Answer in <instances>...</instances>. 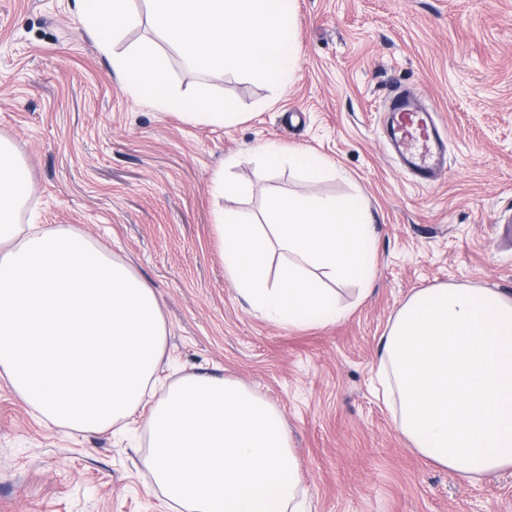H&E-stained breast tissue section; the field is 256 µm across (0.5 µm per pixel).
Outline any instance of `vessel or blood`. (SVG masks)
<instances>
[{
	"mask_svg": "<svg viewBox=\"0 0 512 512\" xmlns=\"http://www.w3.org/2000/svg\"><path fill=\"white\" fill-rule=\"evenodd\" d=\"M384 135L402 167L420 185L432 184L444 165L446 137L433 112L423 108L416 97L396 92L389 107Z\"/></svg>",
	"mask_w": 512,
	"mask_h": 512,
	"instance_id": "1",
	"label": "vessel or blood"
}]
</instances>
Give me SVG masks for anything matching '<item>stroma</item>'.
<instances>
[{"mask_svg": "<svg viewBox=\"0 0 512 512\" xmlns=\"http://www.w3.org/2000/svg\"><path fill=\"white\" fill-rule=\"evenodd\" d=\"M183 92L236 98L246 119L192 125L128 93L86 33L75 0H0V140L26 165L21 223L70 227L155 287L168 335L159 373L215 374L285 416L311 512H512V469L470 484L428 463L378 391L379 340L415 290L512 295V0H297V72L279 88L201 74L148 23ZM443 124L447 166L415 184L382 136L395 90ZM267 141L335 169L309 184L267 170ZM248 185L215 194L217 174ZM362 197L375 223L368 293L340 283L348 314L282 326L251 312L224 273L214 224L262 220L269 194ZM136 436L78 432L38 417L0 379V512H169Z\"/></svg>", "mask_w": 512, "mask_h": 512, "instance_id": "stroma-1", "label": "stroma"}]
</instances>
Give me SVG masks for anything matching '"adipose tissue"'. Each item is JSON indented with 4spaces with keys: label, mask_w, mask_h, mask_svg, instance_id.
I'll use <instances>...</instances> for the list:
<instances>
[{
    "label": "adipose tissue",
    "mask_w": 512,
    "mask_h": 512,
    "mask_svg": "<svg viewBox=\"0 0 512 512\" xmlns=\"http://www.w3.org/2000/svg\"><path fill=\"white\" fill-rule=\"evenodd\" d=\"M80 21L126 91L194 125L243 121L236 100L172 85L162 53L116 52L140 22L132 0H79ZM153 28L199 73L216 69L287 86L295 76V0H148ZM266 165L317 181L330 171L306 150L261 146ZM27 167L0 143V374L46 421L95 432L127 422L163 357L167 325L153 286L68 228L20 225ZM269 231L218 212L224 270L276 324L333 322V282L370 283L376 238L360 198L294 192L270 198ZM280 265H273L274 257ZM378 376L398 425L428 462L475 482L512 467V296L436 285L413 292L382 336ZM154 484L183 512H305L300 461L282 412L238 381L192 374L150 409Z\"/></svg>",
    "instance_id": "1"
}]
</instances>
